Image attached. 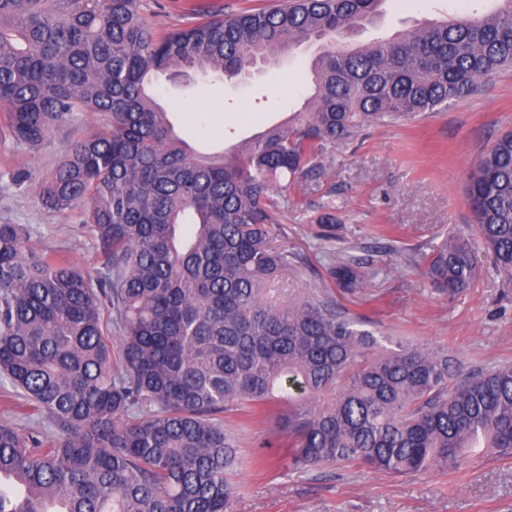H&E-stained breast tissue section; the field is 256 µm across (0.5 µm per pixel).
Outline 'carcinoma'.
Listing matches in <instances>:
<instances>
[{"instance_id": "obj_1", "label": "carcinoma", "mask_w": 512, "mask_h": 512, "mask_svg": "<svg viewBox=\"0 0 512 512\" xmlns=\"http://www.w3.org/2000/svg\"><path fill=\"white\" fill-rule=\"evenodd\" d=\"M384 0H280L193 18L159 33L141 0H0V105L31 148L78 116L105 129L73 141L36 181L53 212L75 207L101 268L36 249L0 224V376L33 409L0 422V512H227L245 460L224 414L276 416L296 470L362 464L402 475L512 456V364L462 374L445 351L376 336L337 295L372 262L324 251L329 285L299 288L271 244L285 177L320 176L326 146L365 124L448 109L512 65V0L489 16L426 24L336 47ZM332 40L312 93L229 157H196L173 136L151 76L187 68L240 79L294 46ZM475 238L450 232L430 285L469 287L478 248L512 275V131L467 176ZM336 239V217L317 219Z\"/></svg>"}]
</instances>
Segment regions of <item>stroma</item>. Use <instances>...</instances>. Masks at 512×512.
I'll list each match as a JSON object with an SVG mask.
<instances>
[{
	"label": "stroma",
	"mask_w": 512,
	"mask_h": 512,
	"mask_svg": "<svg viewBox=\"0 0 512 512\" xmlns=\"http://www.w3.org/2000/svg\"><path fill=\"white\" fill-rule=\"evenodd\" d=\"M494 6L495 0H384L379 15L352 39L367 44L439 15L484 13ZM322 49V43H305L241 81L200 71L187 81L163 76L157 100L174 135L194 154H230L303 106L310 66ZM101 127L99 115L87 113L33 149L0 120V223L25 225L35 248H63L86 272L96 271L100 261L81 210H46L26 174L50 171L72 140ZM509 129L512 68H505L481 78L472 94L445 111L365 126L327 146L320 158L324 176L288 183L284 191L293 202L284 228L299 257L294 274L301 286L323 285L315 219L331 206L336 248L355 247L377 270L367 288L347 300L351 313L381 334L447 350L466 372L512 363V277L485 254L471 287L455 295L431 288L424 275L428 256L448 232L472 234L467 173ZM225 419L241 425L245 457L262 453L268 459L265 470L247 465L237 471L227 512H512V457L490 455L458 470L431 467L403 476L355 464L300 471L287 465L277 419H252L240 411Z\"/></svg>",
	"instance_id": "1"
}]
</instances>
